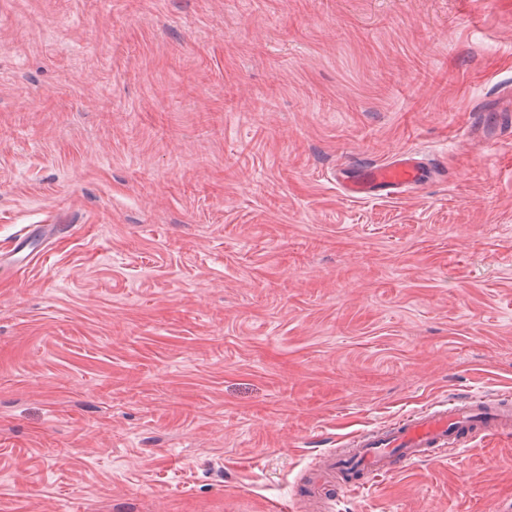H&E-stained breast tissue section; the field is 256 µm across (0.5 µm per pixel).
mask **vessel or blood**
Masks as SVG:
<instances>
[{
    "label": "vessel or blood",
    "mask_w": 512,
    "mask_h": 512,
    "mask_svg": "<svg viewBox=\"0 0 512 512\" xmlns=\"http://www.w3.org/2000/svg\"><path fill=\"white\" fill-rule=\"evenodd\" d=\"M348 194L372 198L423 182L427 172L413 154L365 168L353 175L340 170ZM512 430V403L499 398L472 396L449 399L444 408L429 409L375 425L350 438L342 451H328L301 475L286 512H328L337 490L358 492L383 477L422 459L436 460L470 446L476 438Z\"/></svg>",
    "instance_id": "obj_1"
}]
</instances>
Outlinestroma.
<instances>
[{"mask_svg": "<svg viewBox=\"0 0 512 512\" xmlns=\"http://www.w3.org/2000/svg\"><path fill=\"white\" fill-rule=\"evenodd\" d=\"M510 84L512 0H0V512H262L512 393ZM336 512H512V434ZM348 194L355 198H372L379 193H397L427 178L421 160L410 153H402L395 161L365 168L360 174L351 175L343 169L337 173Z\"/></svg>", "mask_w": 512, "mask_h": 512, "instance_id": "obj_1", "label": "stroma"}]
</instances>
